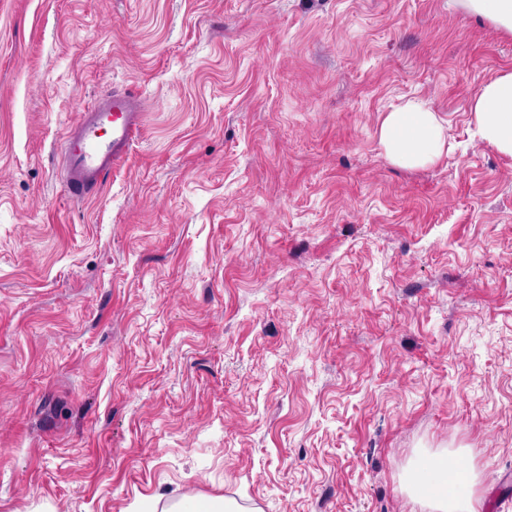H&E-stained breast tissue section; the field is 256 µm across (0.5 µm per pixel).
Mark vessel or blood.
Segmentation results:
<instances>
[{
	"mask_svg": "<svg viewBox=\"0 0 512 512\" xmlns=\"http://www.w3.org/2000/svg\"><path fill=\"white\" fill-rule=\"evenodd\" d=\"M143 130L142 101L135 92L115 89L83 109L58 147L60 178L68 197L78 201L94 195Z\"/></svg>",
	"mask_w": 512,
	"mask_h": 512,
	"instance_id": "obj_1",
	"label": "vessel or blood"
}]
</instances>
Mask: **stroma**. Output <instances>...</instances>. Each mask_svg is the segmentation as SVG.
<instances>
[{
  "mask_svg": "<svg viewBox=\"0 0 512 512\" xmlns=\"http://www.w3.org/2000/svg\"><path fill=\"white\" fill-rule=\"evenodd\" d=\"M512 36L460 0H0V512H512V158L469 104ZM115 88L89 200L54 147ZM417 98L452 148L388 160ZM144 115L139 95L126 89H112L79 113L58 147L60 178L71 200H83L99 190L141 137ZM470 488L474 482L472 469ZM467 476L456 478L454 470L448 467L447 460L429 457L414 472L412 484L417 496L426 495L430 510L434 512H480V501L470 492L459 494V488L465 484ZM170 512H238L242 510L235 501L221 497L196 498L184 497L178 503L172 505Z\"/></svg>",
  "mask_w": 512,
  "mask_h": 512,
  "instance_id": "1",
  "label": "stroma"
}]
</instances>
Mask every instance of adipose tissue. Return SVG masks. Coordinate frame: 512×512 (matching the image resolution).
<instances>
[{
  "instance_id": "1",
  "label": "adipose tissue",
  "mask_w": 512,
  "mask_h": 512,
  "mask_svg": "<svg viewBox=\"0 0 512 512\" xmlns=\"http://www.w3.org/2000/svg\"><path fill=\"white\" fill-rule=\"evenodd\" d=\"M470 110L481 138L512 158V70H503L481 84ZM379 139L386 157L402 167L433 164L448 151L443 118L415 100L385 114ZM412 484L417 495L426 497L431 512H480L479 499L460 494L463 481L442 458H427L415 471Z\"/></svg>"
}]
</instances>
